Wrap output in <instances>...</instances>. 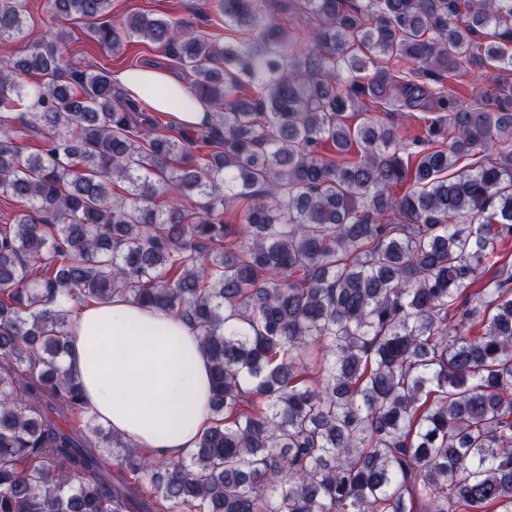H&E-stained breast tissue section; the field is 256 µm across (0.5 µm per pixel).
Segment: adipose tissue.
Wrapping results in <instances>:
<instances>
[{"instance_id":"ef3b65f1","label":"adipose tissue","mask_w":512,"mask_h":512,"mask_svg":"<svg viewBox=\"0 0 512 512\" xmlns=\"http://www.w3.org/2000/svg\"><path fill=\"white\" fill-rule=\"evenodd\" d=\"M114 80L134 99L141 97L144 85L167 88L169 98L150 105L182 126L197 129L211 119L210 107L188 100L186 83L168 70L126 68ZM69 343L65 366L79 377L89 409L137 447L177 459L213 425L210 360L198 329L179 315L118 295L107 304L78 307Z\"/></svg>"}]
</instances>
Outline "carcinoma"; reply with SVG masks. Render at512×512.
I'll return each mask as SVG.
<instances>
[{"mask_svg":"<svg viewBox=\"0 0 512 512\" xmlns=\"http://www.w3.org/2000/svg\"><path fill=\"white\" fill-rule=\"evenodd\" d=\"M211 3L222 45L49 0L157 45L213 107L195 135L65 63L64 28L0 69V107L32 95L44 129L29 152L0 115V512H512V263L485 272L512 236V0ZM26 13L0 0V41ZM119 293L211 358L186 460L112 435L64 367L72 305ZM487 72L480 76L464 78L462 83H453L455 88L464 98H469L472 94L473 87L478 91L490 92L494 83V71L486 70ZM371 111L375 112L372 115L375 119H385L388 121H393L397 125L398 132L402 136L403 141L410 142L417 136L422 135L425 123L423 117L427 115L420 112H414V115L410 118L402 117V114L399 112H394L392 117L384 115L383 112L378 113L379 111L376 108H370Z\"/></svg>","mask_w":512,"mask_h":512,"instance_id":"1","label":"carcinoma"}]
</instances>
